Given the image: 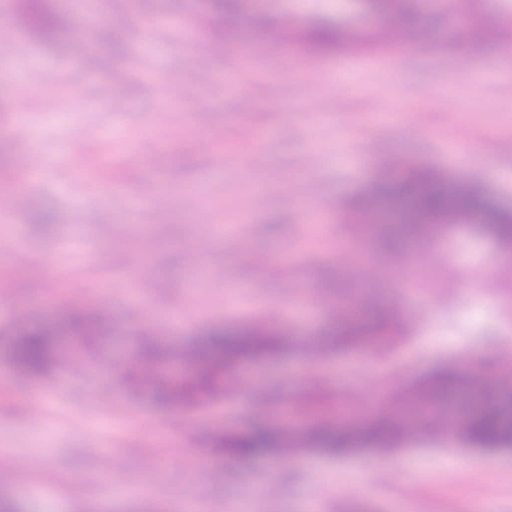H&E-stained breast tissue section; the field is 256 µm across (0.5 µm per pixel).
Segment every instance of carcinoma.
<instances>
[{"label": "carcinoma", "instance_id": "cac0c4a2", "mask_svg": "<svg viewBox=\"0 0 512 512\" xmlns=\"http://www.w3.org/2000/svg\"><path fill=\"white\" fill-rule=\"evenodd\" d=\"M22 21L52 37L59 28L51 0H24ZM368 13L381 20L397 16L401 28L393 37L380 25L350 26L311 20L299 29H280L284 46L312 56L386 50L398 44H423L411 23L417 0H364ZM242 0H211V24L218 39L235 26ZM483 40L512 48V26L477 33L463 29L451 43L477 46ZM352 223L381 252L395 256L413 243L431 241L455 226H472L495 241L508 257L512 273V208L494 201L477 182L455 181L428 165L387 162L348 204ZM328 288L338 301L339 319L329 322L311 340L272 330L263 319L238 328L216 327L185 343L170 347L148 337L127 369L134 394L153 393L171 406L193 407L211 396L238 387L236 372L247 361L258 362L301 351L314 360L353 351L376 359L393 352L417 325L396 310L360 296L359 285L332 268ZM110 314L104 307L88 311L63 307L50 320L30 327L22 324L8 344V358L24 376H46L57 369L78 374L86 366L83 349L106 335ZM391 403L358 423L338 418L335 405L304 397L291 410L311 417L301 429L274 424L265 418L266 405L257 403L253 421L217 436L215 447L237 458L293 457L322 451L343 455L374 448L393 453L413 436L478 448L512 446V372L486 373L474 363L467 369L433 367L423 376L385 397Z\"/></svg>", "mask_w": 512, "mask_h": 512}]
</instances>
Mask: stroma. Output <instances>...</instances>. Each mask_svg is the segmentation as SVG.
<instances>
[{
	"instance_id": "1",
	"label": "stroma",
	"mask_w": 512,
	"mask_h": 512,
	"mask_svg": "<svg viewBox=\"0 0 512 512\" xmlns=\"http://www.w3.org/2000/svg\"><path fill=\"white\" fill-rule=\"evenodd\" d=\"M57 6L62 34L49 43L22 28L19 0H0V42L35 90L20 97L0 70V194L19 189L27 201L0 223V276L12 283L0 367L20 320L45 321L76 298L106 303L112 333L80 374L0 378V452L19 472L0 497L21 512H176L187 495L194 512H246L249 488L266 484L260 512H306L310 501L319 512H512V450L417 439L393 456L207 452L211 435L251 419L259 394L274 404L326 394L366 410L381 402L379 372L399 385L443 358L500 371L512 279L472 227L361 265V286L419 326L389 360L344 357L317 374L285 353L242 365L234 397L185 409L129 396L119 368L142 331L178 344L261 314L317 331L329 318L314 300L322 269L350 244L343 207L383 160L477 180L512 205V51L436 50L456 20L433 7L417 16L430 47L319 57L285 51L277 23L331 14L365 24L359 0H248L220 54L204 48L208 0ZM260 17L269 27L254 26ZM75 66L85 80L74 87ZM476 66L484 80L471 77ZM339 71L348 80L331 82ZM146 261L158 282L148 293L135 286ZM410 264L426 305L407 292Z\"/></svg>"
}]
</instances>
